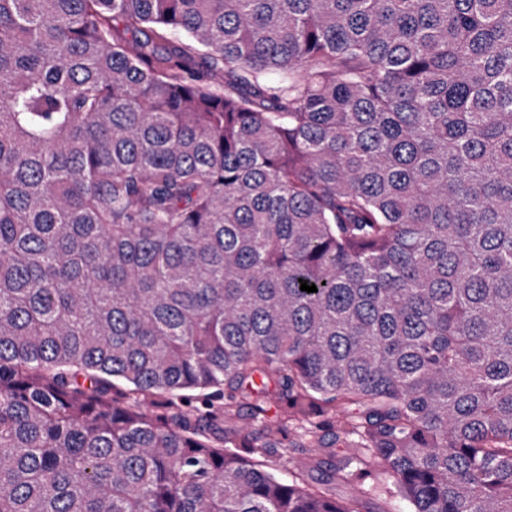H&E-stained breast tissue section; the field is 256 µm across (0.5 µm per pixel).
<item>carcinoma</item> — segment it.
Listing matches in <instances>:
<instances>
[{
  "instance_id": "cac0c4a2",
  "label": "carcinoma",
  "mask_w": 512,
  "mask_h": 512,
  "mask_svg": "<svg viewBox=\"0 0 512 512\" xmlns=\"http://www.w3.org/2000/svg\"><path fill=\"white\" fill-rule=\"evenodd\" d=\"M381 468L512 512V0H0V512ZM240 453L243 457L259 464L260 468L268 470L282 479L291 481L295 479V476L301 477L299 471L295 468V463L292 460L293 453L289 448L281 451L280 456L275 458H269L258 451L241 450Z\"/></svg>"
}]
</instances>
